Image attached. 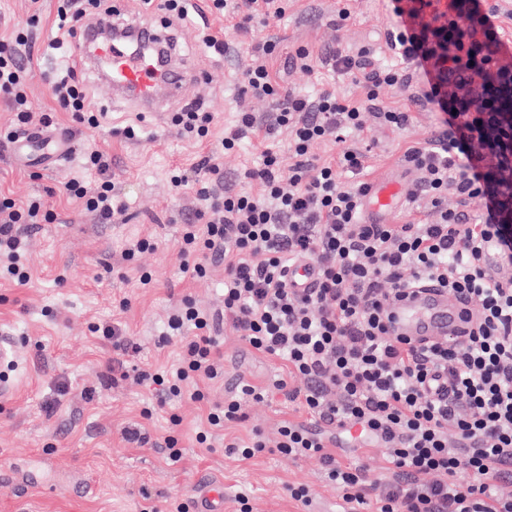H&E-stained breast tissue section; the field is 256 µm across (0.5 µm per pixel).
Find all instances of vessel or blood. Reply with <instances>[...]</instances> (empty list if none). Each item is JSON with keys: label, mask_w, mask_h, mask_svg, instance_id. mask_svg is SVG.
Segmentation results:
<instances>
[{"label": "vessel or blood", "mask_w": 512, "mask_h": 512, "mask_svg": "<svg viewBox=\"0 0 512 512\" xmlns=\"http://www.w3.org/2000/svg\"><path fill=\"white\" fill-rule=\"evenodd\" d=\"M97 55L109 65L113 88L131 91L132 103L149 112L164 100L179 98L183 88L180 75L162 66L157 56L147 53L143 46L121 42L101 44ZM7 150L20 165L30 154H37L41 167L56 168L71 153L72 143L61 129L24 132L10 142ZM397 189L389 183L372 185L365 203L366 221L381 223L382 217L396 206ZM288 283L293 288H312L317 274L312 262L301 261L288 271ZM467 300L445 289L425 284L411 290L392 308V330L396 335L420 343L428 340L461 338L465 329Z\"/></svg>", "instance_id": "obj_1"}]
</instances>
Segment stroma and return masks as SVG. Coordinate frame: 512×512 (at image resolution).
Wrapping results in <instances>:
<instances>
[{
    "label": "stroma",
    "instance_id": "35a3bbf8",
    "mask_svg": "<svg viewBox=\"0 0 512 512\" xmlns=\"http://www.w3.org/2000/svg\"><path fill=\"white\" fill-rule=\"evenodd\" d=\"M56 0H0V37L14 25L25 23L32 12L41 20L33 32L29 97L36 113H48L57 127L73 128L70 113L60 111L44 78L54 60L43 50L55 34ZM349 9L348 19L338 12ZM207 25L223 32L229 44L221 55L207 53L196 39L193 21H176L180 53L199 79L183 89L187 101L204 102L215 116L210 141L181 137L167 115L144 116L143 134L135 140L118 135L132 118L126 100L116 96L108 82L92 79V106L109 112V128L86 130L74 136V149L59 168L15 165L0 153V193L23 201L41 199L54 213L49 224L27 233V263L31 282L24 287L0 280V333L12 336L18 355L15 367L0 366V468L18 475L38 471L42 483L24 496L0 484V512H164L167 500L179 498L195 504L202 485L224 495V512H236L238 493L250 495L253 512H300L288 496L291 484L305 485L316 512H336L339 492L328 485L317 460H293L263 453L239 460L225 446L260 431L274 442L281 423L300 414L282 395L270 396L245 407L246 418L213 431L209 447L196 442L204 426V408L190 398L158 405L153 385L138 381L140 370L172 364L180 340H164L168 314L182 298L213 314L224 310V266L212 263L207 277L196 278L179 269L177 240L185 217L199 210L193 193L173 196L167 174L170 169L192 171L213 142L224 135L240 111L263 117L272 103L240 91V76L251 62L247 38L234 33L229 19L208 15ZM396 23L388 0H288L281 19L263 27L262 38L274 40L278 53L270 63L281 86L294 94L333 89L345 99L357 97L358 88L328 62L334 49L348 52L366 46L378 65L394 63L386 45V33ZM307 48L314 69L295 67L297 48ZM383 104L410 112L412 122L404 130L386 126L374 112H364L362 127L352 143L366 155L369 181L396 183L403 200L389 214L393 224L432 223L437 215L428 196L418 194L419 174L403 158L406 145L426 144L439 127L437 113L411 102L399 89L379 91ZM93 147L112 159V180L126 199L123 221L103 225L63 193L64 181L78 175L80 156ZM266 144L261 136L246 138L240 147L225 154L224 186L236 189L246 168L256 164ZM138 239L154 242L153 250L140 254L134 264L121 262L126 245ZM122 264V275L109 267ZM151 271L152 287H141L139 270ZM127 308H120L121 299ZM121 323L133 346L123 355L127 375L116 382L106 379L114 353L111 345L93 335L98 325ZM224 378L199 386L210 387L213 401L236 392L249 382L265 385L281 374V361L259 355L245 345L230 322L218 326ZM152 408L143 418L144 408ZM179 424H172V417ZM143 423L151 441L140 446L126 441L132 423ZM175 437L182 450L178 461L167 459V437ZM88 480L94 493L84 495L75 485Z\"/></svg>",
    "mask_w": 512,
    "mask_h": 512
}]
</instances>
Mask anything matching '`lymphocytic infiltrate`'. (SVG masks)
Wrapping results in <instances>:
<instances>
[{
	"mask_svg": "<svg viewBox=\"0 0 512 512\" xmlns=\"http://www.w3.org/2000/svg\"><path fill=\"white\" fill-rule=\"evenodd\" d=\"M286 0H211L213 12L234 19L238 32L282 18ZM400 23L387 44L400 64L370 68V48L350 54L333 51L335 69L365 90L343 101L336 91L305 95L283 92L268 61L273 41L251 43L253 62L241 75L245 94L270 100L260 118L240 112L194 176L178 169L168 177L174 192L192 189L202 207L182 224L178 254L182 272L205 276L212 262L224 264V316L256 352L286 362V373L267 386L242 383L223 403H211L197 377L224 375L214 314L183 298L169 315L167 333L182 337L178 362L163 370L141 371L158 386L162 400L185 396L205 405L210 431L241 421L247 401L282 392L321 430L286 421L278 429L277 453L315 459L328 485L357 512H512V63L500 55L501 30L491 26L480 0H391ZM428 14L418 24L420 14ZM115 18L112 0H58L52 48L68 51L67 65L47 80L61 110L81 127L106 123L105 110L87 105L86 62L71 52L69 40L84 17ZM0 38V95L16 113L0 142L13 140L32 119L28 29ZM408 91L411 101L437 112L444 129L426 146H408L404 160L420 172L419 187L439 217L431 224H366L364 201L370 189L366 156L350 142L364 110L376 109L385 125L405 128L409 112L381 106L378 90ZM171 123L181 136L206 140L214 115L199 101L184 104ZM288 130L287 153L273 148ZM269 141L258 165L242 174L244 189L224 188V152L249 134ZM330 141L338 152L318 160L314 145ZM94 183L78 177L66 194L102 224H115L126 206L112 181L111 161L98 150L81 157ZM352 175L350 184L341 174ZM455 188L460 208L447 209L443 197ZM479 201L484 213L471 220L465 210ZM54 218L42 203L0 197V277L27 285L25 224ZM497 254L496 269L486 264ZM314 261L318 281L301 291L288 285L293 264ZM431 282L470 301L480 315H468L462 341L421 346L393 335L391 304L417 284ZM377 445L386 455L379 480L362 466L341 461L336 448L357 452Z\"/></svg>",
	"mask_w": 512,
	"mask_h": 512,
	"instance_id": "1",
	"label": "lymphocytic infiltrate"
}]
</instances>
